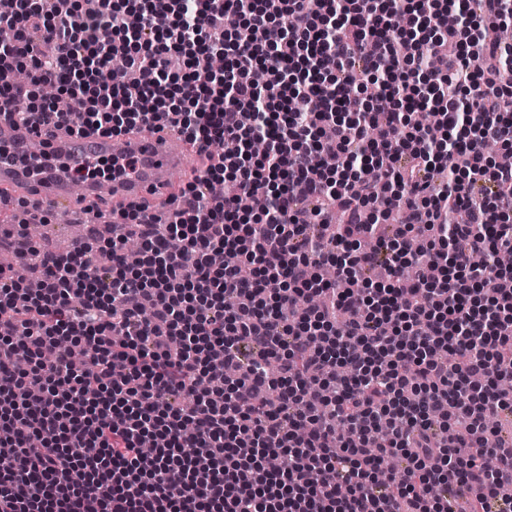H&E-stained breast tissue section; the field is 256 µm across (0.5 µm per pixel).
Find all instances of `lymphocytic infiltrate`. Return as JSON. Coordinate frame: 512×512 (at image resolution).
Wrapping results in <instances>:
<instances>
[{"mask_svg":"<svg viewBox=\"0 0 512 512\" xmlns=\"http://www.w3.org/2000/svg\"><path fill=\"white\" fill-rule=\"evenodd\" d=\"M55 2L0 0V118L51 82L72 103L30 107L43 124L168 123L228 149L168 224L132 208L122 238L64 255L6 232L41 285L0 266V512H449L456 484L478 489L469 512L512 506V444L484 446L486 418L512 412V291L494 286L512 269L477 261L512 249V42L494 35L512 0ZM217 51L230 67L199 80ZM229 179L267 192L260 222L211 201ZM309 197L343 212L329 237L308 235ZM219 250L239 263L214 266ZM244 344L257 357L225 378ZM395 455L399 489L379 492Z\"/></svg>","mask_w":512,"mask_h":512,"instance_id":"obj_1","label":"lymphocytic infiltrate"}]
</instances>
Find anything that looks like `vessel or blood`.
<instances>
[{"label":"vessel or blood","mask_w":512,"mask_h":512,"mask_svg":"<svg viewBox=\"0 0 512 512\" xmlns=\"http://www.w3.org/2000/svg\"><path fill=\"white\" fill-rule=\"evenodd\" d=\"M187 151L183 136L169 125L105 137L90 129L76 134L32 121L1 120L0 190L16 192L27 206L63 213L78 184L86 197L105 191L113 205H141L152 214L169 200ZM129 157L134 169L114 176L109 186L83 176L84 168L97 161Z\"/></svg>","instance_id":"obj_1"}]
</instances>
